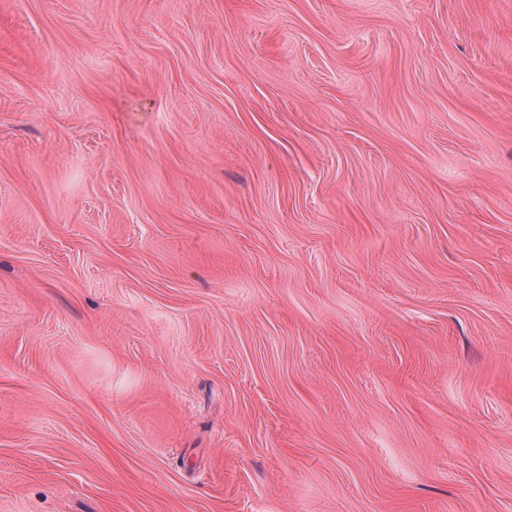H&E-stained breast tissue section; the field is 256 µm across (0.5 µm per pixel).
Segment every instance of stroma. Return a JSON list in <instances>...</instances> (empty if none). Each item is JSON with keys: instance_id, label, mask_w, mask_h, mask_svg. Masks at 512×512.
<instances>
[{"instance_id": "obj_1", "label": "stroma", "mask_w": 512, "mask_h": 512, "mask_svg": "<svg viewBox=\"0 0 512 512\" xmlns=\"http://www.w3.org/2000/svg\"><path fill=\"white\" fill-rule=\"evenodd\" d=\"M0 512H512V0H0Z\"/></svg>"}]
</instances>
